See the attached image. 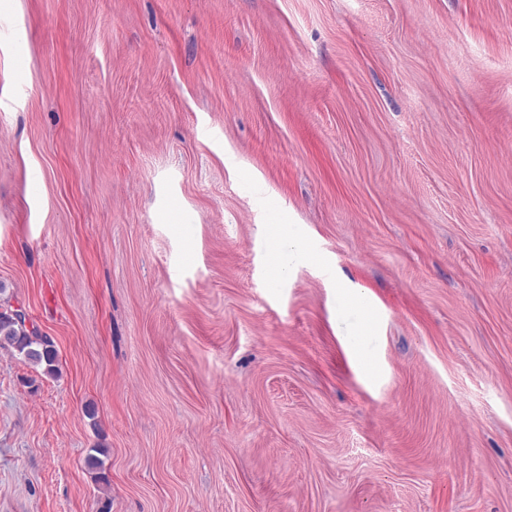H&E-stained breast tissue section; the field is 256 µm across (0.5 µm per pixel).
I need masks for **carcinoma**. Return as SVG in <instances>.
I'll return each mask as SVG.
<instances>
[{
    "label": "carcinoma",
    "instance_id": "1",
    "mask_svg": "<svg viewBox=\"0 0 512 512\" xmlns=\"http://www.w3.org/2000/svg\"><path fill=\"white\" fill-rule=\"evenodd\" d=\"M0 349L42 369L47 376L55 377L59 372L58 351L53 340L38 327L28 325L22 308L12 307L7 299L0 302Z\"/></svg>",
    "mask_w": 512,
    "mask_h": 512
}]
</instances>
